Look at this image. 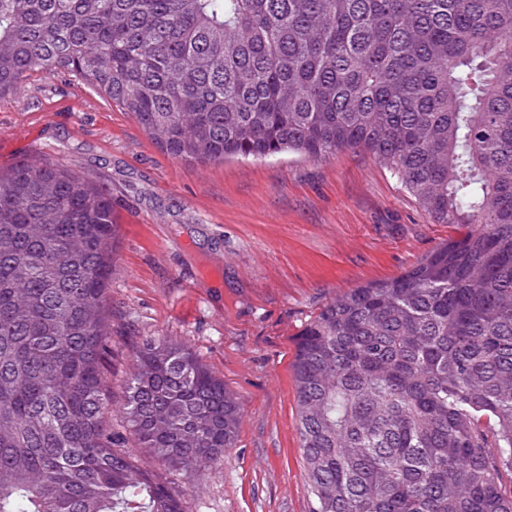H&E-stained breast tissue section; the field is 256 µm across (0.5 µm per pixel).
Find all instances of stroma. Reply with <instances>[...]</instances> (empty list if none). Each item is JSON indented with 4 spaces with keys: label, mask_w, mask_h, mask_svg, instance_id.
Listing matches in <instances>:
<instances>
[{
    "label": "stroma",
    "mask_w": 512,
    "mask_h": 512,
    "mask_svg": "<svg viewBox=\"0 0 512 512\" xmlns=\"http://www.w3.org/2000/svg\"><path fill=\"white\" fill-rule=\"evenodd\" d=\"M50 161L112 192L119 226L112 300L113 397L122 419L131 352L189 347L237 399L222 465L164 471L185 512H313L292 369L295 337L349 289L400 275L456 238L371 155L285 153L194 164L134 115L67 73L0 94V168Z\"/></svg>",
    "instance_id": "1"
}]
</instances>
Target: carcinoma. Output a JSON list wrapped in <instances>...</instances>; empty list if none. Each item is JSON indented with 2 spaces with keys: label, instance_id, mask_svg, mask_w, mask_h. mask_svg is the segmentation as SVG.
<instances>
[{
  "label": "carcinoma",
  "instance_id": "1",
  "mask_svg": "<svg viewBox=\"0 0 512 512\" xmlns=\"http://www.w3.org/2000/svg\"><path fill=\"white\" fill-rule=\"evenodd\" d=\"M68 72L192 163L362 150L466 229L298 334L314 512H512V0H0V92ZM112 193L0 170V512H184L107 426ZM125 383L143 453L220 465L238 403L147 339Z\"/></svg>",
  "mask_w": 512,
  "mask_h": 512
}]
</instances>
